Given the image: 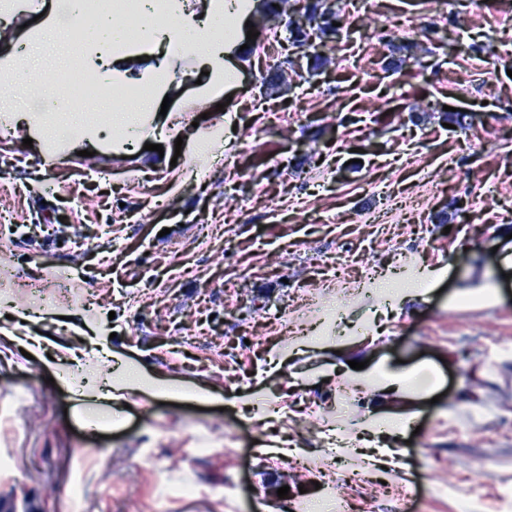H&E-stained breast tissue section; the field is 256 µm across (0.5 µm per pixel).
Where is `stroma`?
<instances>
[{
    "label": "stroma",
    "instance_id": "35a3bbf8",
    "mask_svg": "<svg viewBox=\"0 0 512 512\" xmlns=\"http://www.w3.org/2000/svg\"><path fill=\"white\" fill-rule=\"evenodd\" d=\"M341 9L345 30L317 71L286 21L255 24L227 112L201 97L192 60L163 73L151 120L180 122L183 142L152 135L127 156L103 140V113L71 94L89 71L64 30L45 28L61 0L0 21V45L26 44L36 72L11 109L41 117L0 122V161L14 163L0 217L29 228L0 241V335L39 338L53 358L0 357V501L330 512L329 438L360 433L404 466L367 472L345 455L351 498L394 512L403 487L408 512H457L475 487V512H512V0ZM385 25L422 46L394 71L381 65ZM285 60L287 86L266 90ZM377 100L387 113L368 112ZM447 106L466 128L445 127ZM434 270L435 290L418 296L413 274ZM384 275L408 278L404 297L367 287ZM62 280L65 300L18 318L23 285ZM484 288L494 300L453 301ZM75 356L86 376L133 363L216 398L162 402L146 388L118 411L96 386L60 384ZM353 360L428 368L432 389L383 394ZM405 412L418 434L380 431Z\"/></svg>",
    "mask_w": 512,
    "mask_h": 512
}]
</instances>
